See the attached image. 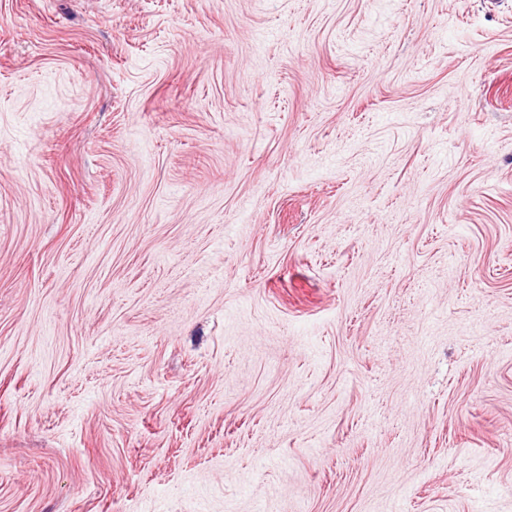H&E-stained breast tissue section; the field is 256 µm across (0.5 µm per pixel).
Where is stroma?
Instances as JSON below:
<instances>
[{"label":"stroma","mask_w":512,"mask_h":512,"mask_svg":"<svg viewBox=\"0 0 512 512\" xmlns=\"http://www.w3.org/2000/svg\"><path fill=\"white\" fill-rule=\"evenodd\" d=\"M0 512H512V0H0Z\"/></svg>","instance_id":"1"}]
</instances>
